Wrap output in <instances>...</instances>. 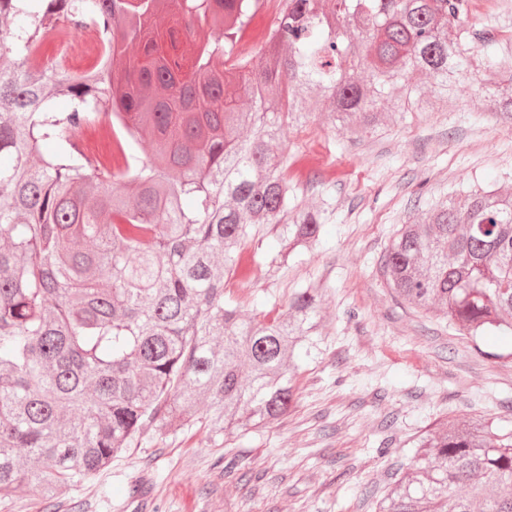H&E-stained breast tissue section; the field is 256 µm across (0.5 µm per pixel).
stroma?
<instances>
[{"label": "stroma", "instance_id": "obj_1", "mask_svg": "<svg viewBox=\"0 0 512 512\" xmlns=\"http://www.w3.org/2000/svg\"><path fill=\"white\" fill-rule=\"evenodd\" d=\"M472 21L494 37L508 79L512 0L474 7ZM476 75L468 59L453 107L395 114L359 140L319 123L287 131L289 150L328 168L299 198L330 196L333 212L321 242L226 296L247 314L254 295L278 306L307 282L325 285L319 350L298 361L296 407L220 447L196 428L146 433L94 480L64 490L63 502L81 512H374L421 433L447 420L512 428V338L463 335L394 298L380 272L390 238L425 200L475 182L512 195V119L488 111ZM221 455L261 472L257 489L215 468Z\"/></svg>", "mask_w": 512, "mask_h": 512}]
</instances>
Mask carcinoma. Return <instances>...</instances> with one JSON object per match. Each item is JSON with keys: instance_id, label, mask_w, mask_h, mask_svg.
<instances>
[{"instance_id": "obj_1", "label": "carcinoma", "mask_w": 512, "mask_h": 512, "mask_svg": "<svg viewBox=\"0 0 512 512\" xmlns=\"http://www.w3.org/2000/svg\"><path fill=\"white\" fill-rule=\"evenodd\" d=\"M468 0H280L272 41L243 54L240 0H0V497L52 501L151 429L216 442L295 402L298 350L316 348L324 284L243 318L225 298L320 240L330 203L297 195L285 126L321 113L358 137L398 91L453 103L474 41ZM111 33L102 71L27 67L48 32ZM486 52L495 111L512 81ZM431 78L422 85L419 76ZM250 108H242V99ZM60 100L67 102L63 111ZM120 107L139 154L120 130ZM380 269L402 300L472 336H512V198L477 187L426 205ZM216 466L259 475L238 461ZM376 512H512V431L448 422L418 439Z\"/></svg>"}]
</instances>
